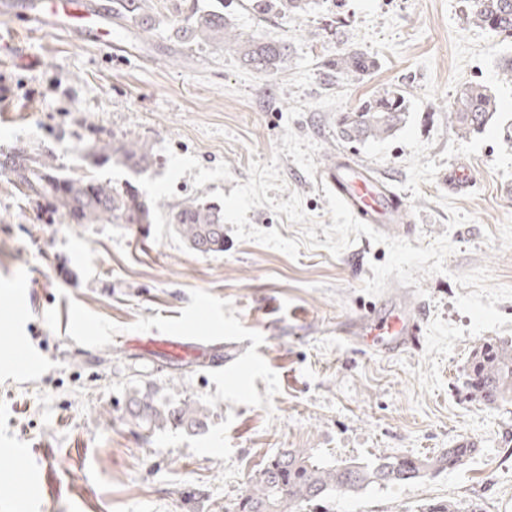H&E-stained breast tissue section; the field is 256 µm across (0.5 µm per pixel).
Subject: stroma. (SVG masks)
I'll use <instances>...</instances> for the list:
<instances>
[{
	"label": "stroma",
	"instance_id": "35a3bbf8",
	"mask_svg": "<svg viewBox=\"0 0 512 512\" xmlns=\"http://www.w3.org/2000/svg\"><path fill=\"white\" fill-rule=\"evenodd\" d=\"M269 2L147 0L152 30L124 22L112 51L0 21V512H232L286 449L423 459L463 440L477 446L466 465L336 494L328 512H416L433 499L512 512V403L486 406L463 388L473 350L512 338V83L497 68L512 42L470 23L467 0H309L295 13ZM215 7L242 37L285 41L287 61L260 75L187 41L184 18ZM344 49L375 69L324 79ZM476 83L498 119L463 139L448 106ZM384 87L406 98L400 129L340 140V113ZM289 128L319 145L317 166L343 154L390 177L412 219L390 236L418 248L448 235L446 273L417 288L391 277L371 296L361 286L388 252L367 235L334 257L321 234L294 259L238 240L229 223L223 251L201 253L167 224L171 206L231 194L250 161L276 156L286 189L270 198L300 194L331 225L322 182L280 150ZM112 138L145 142L153 166L85 159L88 141ZM21 149L53 152L65 174L133 185L157 201L153 223H68L12 183L6 162ZM461 165L471 183L454 203L471 219L452 227L438 198ZM402 297L423 308L413 345L385 354L342 333ZM175 331L194 352L161 349ZM135 396L197 403L207 425L135 424Z\"/></svg>",
	"mask_w": 512,
	"mask_h": 512
}]
</instances>
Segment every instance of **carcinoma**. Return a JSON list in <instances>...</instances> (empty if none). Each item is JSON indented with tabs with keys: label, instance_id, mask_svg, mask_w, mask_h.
I'll use <instances>...</instances> for the list:
<instances>
[{
	"label": "carcinoma",
	"instance_id": "obj_1",
	"mask_svg": "<svg viewBox=\"0 0 512 512\" xmlns=\"http://www.w3.org/2000/svg\"><path fill=\"white\" fill-rule=\"evenodd\" d=\"M118 17H130L149 25L146 0H118ZM469 17L478 27L498 34L512 33V0H470ZM184 36L197 43L219 44L231 50L258 74H269L288 58L284 42L259 36L242 39L230 31L224 12L195 11L182 28ZM376 60L361 50H343L325 63L327 76L365 75ZM498 104L481 85L461 89L448 110V122L457 135L484 129L495 117ZM406 101L396 88H384L356 110L343 112L337 136L344 141L384 140L403 123ZM82 151L97 163L119 164L137 173L148 171L153 156L137 140H93ZM10 176L28 197L46 199L74 224H150L156 211L152 200L129 187L103 182L94 177H70L57 172L50 151L32 157H17ZM167 223L195 250L224 251V220L221 209L196 200L171 207ZM469 398L486 405L512 403V339H489L471 356L465 378ZM132 419L150 427L182 428L193 432L206 426L203 410L189 401L157 403L132 397ZM477 451L464 441L432 458L419 459L382 452L368 462L332 464L316 457L309 448L286 450L268 460L251 478L235 512H305L328 501L337 493H357L371 486L406 483L425 478L446 468L460 467Z\"/></svg>",
	"mask_w": 512,
	"mask_h": 512
}]
</instances>
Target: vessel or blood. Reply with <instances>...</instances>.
I'll return each instance as SVG.
<instances>
[{
	"instance_id": "vessel-or-blood-1",
	"label": "vessel or blood",
	"mask_w": 512,
	"mask_h": 512,
	"mask_svg": "<svg viewBox=\"0 0 512 512\" xmlns=\"http://www.w3.org/2000/svg\"><path fill=\"white\" fill-rule=\"evenodd\" d=\"M17 14L25 15L29 24L40 30L49 25L62 32L84 35L107 49L113 44L111 27L89 0H0L1 20ZM322 176L354 215L374 224L377 230L390 229L406 211L391 182L357 161L338 157ZM420 332L421 310L416 306L362 320L346 330L347 335L362 337L367 344L387 353L412 344Z\"/></svg>"
}]
</instances>
